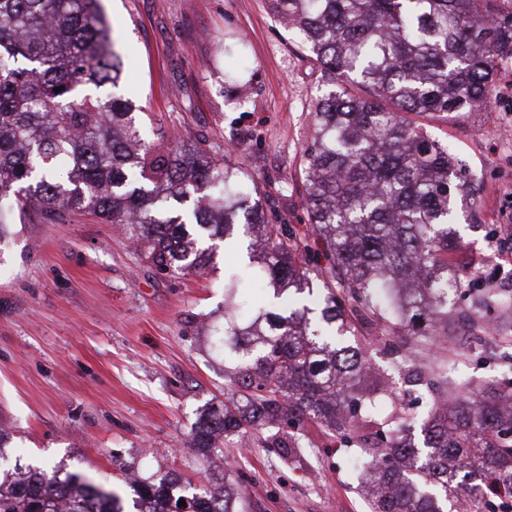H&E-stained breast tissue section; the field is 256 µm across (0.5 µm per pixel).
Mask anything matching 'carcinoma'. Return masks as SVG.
<instances>
[{
	"label": "carcinoma",
	"instance_id": "carcinoma-1",
	"mask_svg": "<svg viewBox=\"0 0 512 512\" xmlns=\"http://www.w3.org/2000/svg\"><path fill=\"white\" fill-rule=\"evenodd\" d=\"M271 3L332 87L316 102L303 169L309 233L326 266L298 262L301 239L271 223L254 177L228 164L222 146L141 142L132 100L114 93L122 60L98 0H0V244L34 217L86 213L122 225L170 277L208 270L217 240L246 245L248 263L224 278V325L211 329L232 364L230 396L198 417L196 454L214 465L224 439L273 429L266 447L287 461L300 447L295 431L313 421L356 449L370 512H442L441 495L462 512H495L512 500V390L488 384L438 405L448 382L406 375L435 401L418 443L412 412H368L374 393L392 394L389 381L364 382L367 353L399 351L401 332L424 343L448 335L455 226L479 222L476 188L453 148L414 117L489 105L512 60V10L500 0ZM456 297L507 315L498 340L512 349V299ZM365 323L375 337L361 333ZM122 474L134 512H245L224 475L199 492L132 466ZM0 512L125 510L82 473L16 466L0 476Z\"/></svg>",
	"mask_w": 512,
	"mask_h": 512
}]
</instances>
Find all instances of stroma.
Wrapping results in <instances>:
<instances>
[{"mask_svg": "<svg viewBox=\"0 0 512 512\" xmlns=\"http://www.w3.org/2000/svg\"><path fill=\"white\" fill-rule=\"evenodd\" d=\"M124 60L120 90L138 105L146 143L205 139L253 175L278 223L306 233L304 151L325 80L314 56L272 15L268 0H101ZM476 178L481 221L461 224L466 271L494 277L488 260L512 232V68L484 112L426 119ZM240 251L219 249L202 274L168 278L124 230L87 214L35 225L0 245V428L18 464L65 465L103 483L119 463L197 487L212 472L190 447L205 405L229 390L201 323L224 317V273ZM464 361L449 387L512 382V360L447 342ZM302 448L282 462L260 441L228 443L224 469L250 512H368L351 449L306 422Z\"/></svg>", "mask_w": 512, "mask_h": 512, "instance_id": "1", "label": "stroma"}]
</instances>
